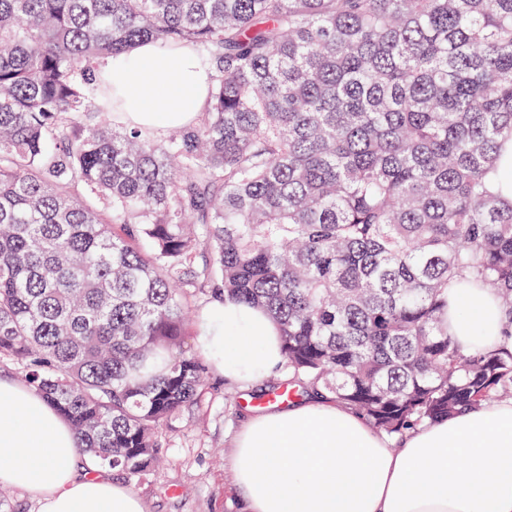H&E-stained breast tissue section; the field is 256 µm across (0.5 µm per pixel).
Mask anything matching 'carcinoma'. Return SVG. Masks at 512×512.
Here are the masks:
<instances>
[{
    "label": "carcinoma",
    "instance_id": "cac0c4a2",
    "mask_svg": "<svg viewBox=\"0 0 512 512\" xmlns=\"http://www.w3.org/2000/svg\"><path fill=\"white\" fill-rule=\"evenodd\" d=\"M195 47L184 126L100 60ZM512 0H0V358L130 477L198 402L191 299L266 313L288 383L395 438L512 396ZM502 344L448 332V287ZM448 329L465 350L478 342L486 350L494 349L502 332L498 301L484 288L451 285L448 288Z\"/></svg>",
    "mask_w": 512,
    "mask_h": 512
}]
</instances>
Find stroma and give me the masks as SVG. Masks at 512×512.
I'll use <instances>...</instances> for the list:
<instances>
[{"label": "stroma", "instance_id": "1", "mask_svg": "<svg viewBox=\"0 0 512 512\" xmlns=\"http://www.w3.org/2000/svg\"><path fill=\"white\" fill-rule=\"evenodd\" d=\"M204 396L164 428L165 461L129 483L145 512H240L227 450L247 419L242 389L214 368Z\"/></svg>", "mask_w": 512, "mask_h": 512}]
</instances>
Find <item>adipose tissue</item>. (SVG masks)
I'll use <instances>...</instances> for the list:
<instances>
[{
	"label": "adipose tissue",
	"instance_id": "ef3b65f1",
	"mask_svg": "<svg viewBox=\"0 0 512 512\" xmlns=\"http://www.w3.org/2000/svg\"><path fill=\"white\" fill-rule=\"evenodd\" d=\"M101 72L144 128L190 122L207 100L208 66L191 48L144 43ZM448 329L463 348L494 349L502 311L482 288L448 289ZM201 348L249 388L284 361L262 313L214 303ZM242 512H512V399L481 404L392 441L345 406L305 397L251 414L229 455ZM0 485L38 512H145L139 495L80 461L70 426L32 389L0 379Z\"/></svg>",
	"mask_w": 512,
	"mask_h": 512
}]
</instances>
